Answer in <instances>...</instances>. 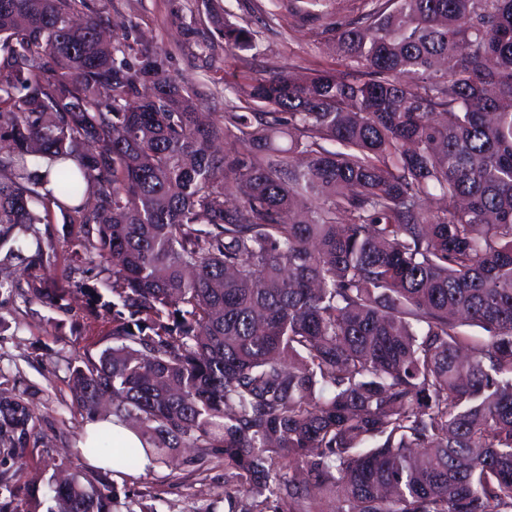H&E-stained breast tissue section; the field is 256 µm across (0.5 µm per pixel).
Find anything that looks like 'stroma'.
I'll use <instances>...</instances> for the list:
<instances>
[{
    "instance_id": "1",
    "label": "stroma",
    "mask_w": 512,
    "mask_h": 512,
    "mask_svg": "<svg viewBox=\"0 0 512 512\" xmlns=\"http://www.w3.org/2000/svg\"><path fill=\"white\" fill-rule=\"evenodd\" d=\"M103 12L113 42L157 47L171 78L193 85L202 112H224L242 105L250 78L281 72L305 79L312 70H339L330 25L352 14V0H328L327 18L311 21L302 0H87ZM223 20L254 31L251 48L228 51L216 29ZM54 251L46 285L68 289L65 310L13 297L0 304V374L17 389L32 390L37 445H0V512H19L32 488H46L54 474L84 471L88 463L79 442L88 422L72 402L66 366L95 356L105 347V318L91 315L72 293L74 281L100 283L104 274L78 269L71 251L78 225L55 215L41 225ZM118 493L117 512H228L224 502V458L207 453L186 466L154 465L142 476L128 470L110 478Z\"/></svg>"
}]
</instances>
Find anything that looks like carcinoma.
Wrapping results in <instances>:
<instances>
[{
    "instance_id": "cac0c4a2",
    "label": "carcinoma",
    "mask_w": 512,
    "mask_h": 512,
    "mask_svg": "<svg viewBox=\"0 0 512 512\" xmlns=\"http://www.w3.org/2000/svg\"><path fill=\"white\" fill-rule=\"evenodd\" d=\"M357 2L345 71L253 78L204 123L85 0H0V290L48 263L36 225H80L111 345L70 390L137 431L98 440L128 469L218 451L229 512H512V0ZM34 436L0 390V442ZM116 499L91 469L24 512Z\"/></svg>"
}]
</instances>
